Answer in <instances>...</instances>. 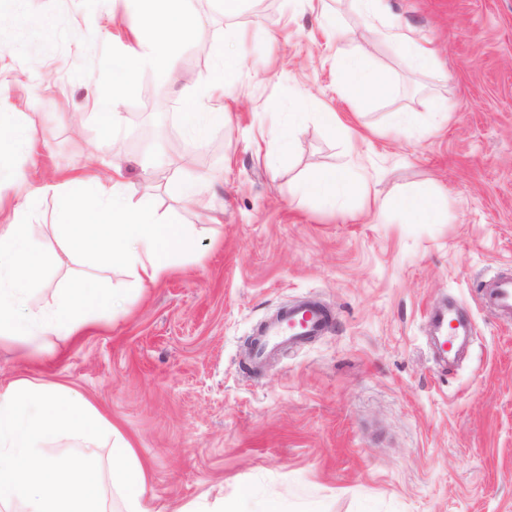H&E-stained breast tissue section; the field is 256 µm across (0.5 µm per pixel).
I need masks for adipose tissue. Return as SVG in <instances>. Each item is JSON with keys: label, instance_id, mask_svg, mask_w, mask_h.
Masks as SVG:
<instances>
[{"label": "adipose tissue", "instance_id": "ef3b65f1", "mask_svg": "<svg viewBox=\"0 0 512 512\" xmlns=\"http://www.w3.org/2000/svg\"><path fill=\"white\" fill-rule=\"evenodd\" d=\"M139 22L135 43L112 58L115 85L111 94L95 101L101 140L113 137L124 95L135 87L144 69L163 73L172 82L184 81L176 65L178 48L198 22L185 0H135ZM367 29L398 54L412 58L419 71L435 67V51L414 38L410 28L384 22L386 0H352ZM243 35L232 29L222 63L209 86L217 92L239 87L246 58L240 49ZM336 69L353 102L367 103L390 93L386 75L373 66L366 46L337 44ZM121 158L112 160V176L81 178L62 187L63 207L57 226L66 249L101 268L118 267L135 285L158 283L179 255L195 250L190 225L160 215L145 198L131 193L122 180ZM302 195L332 209L337 199L365 194L374 208L390 207L411 215L419 224L445 221L441 192L425 190L381 201L370 194L368 174L353 167L322 168L299 185ZM32 200H24L11 223L0 225V341L24 337L37 346L51 338L80 334L99 315L116 309L117 297L104 281L79 277L57 289L52 305L39 312L23 303L38 283L48 256L30 241ZM59 434H73L109 443L112 486L122 500V512H155L147 495L148 472L135 448L80 393L38 379L14 380L0 393V506L20 503L24 512H106L104 489L97 466L86 456L55 455L45 443Z\"/></svg>", "mask_w": 512, "mask_h": 512}]
</instances>
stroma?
<instances>
[{"instance_id": "stroma-1", "label": "stroma", "mask_w": 512, "mask_h": 512, "mask_svg": "<svg viewBox=\"0 0 512 512\" xmlns=\"http://www.w3.org/2000/svg\"><path fill=\"white\" fill-rule=\"evenodd\" d=\"M190 6L201 23L178 51L187 86L145 70L104 143L93 97L112 89V51L137 23L125 0H0V118L37 144L0 152V225L27 177L32 242L56 247L61 200L50 185L111 177L117 152L129 189L198 238L196 254L143 291L108 272L122 308L84 335L35 352L0 344V391L39 377L90 400L135 448L157 512H209L241 493L247 512L273 502L281 512H512V321L478 292L493 272H512V0H389V20L429 41L439 65L416 72L374 39L391 92L360 110L317 19L326 11L360 41L362 21L341 0H243L231 18L217 0ZM231 29L245 34L244 95L201 142L181 112L189 97L206 109V78ZM440 104L449 115L438 122ZM326 105L357 134L379 198L447 190L446 223L415 224L359 198L328 211L295 195L314 169L350 161L343 138L314 117ZM299 109L280 158L274 124ZM399 112L415 113L420 132L397 129ZM170 138L187 161L171 159ZM217 168L224 180L208 185L204 205L172 193L183 171ZM86 271L49 261L26 308L46 307ZM303 297L331 308V329L254 368L256 327ZM448 300L467 316L471 343L443 369L426 319Z\"/></svg>"}]
</instances>
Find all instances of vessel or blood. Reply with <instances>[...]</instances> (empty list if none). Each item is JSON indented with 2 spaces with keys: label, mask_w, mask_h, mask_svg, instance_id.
<instances>
[{
  "label": "vessel or blood",
  "mask_w": 512,
  "mask_h": 512,
  "mask_svg": "<svg viewBox=\"0 0 512 512\" xmlns=\"http://www.w3.org/2000/svg\"><path fill=\"white\" fill-rule=\"evenodd\" d=\"M481 297L485 307L512 315V276H497L484 282ZM331 323L329 308L316 301L283 307L276 319L261 324L252 349L254 364H264L282 347H293L328 332Z\"/></svg>",
  "instance_id": "1"
}]
</instances>
